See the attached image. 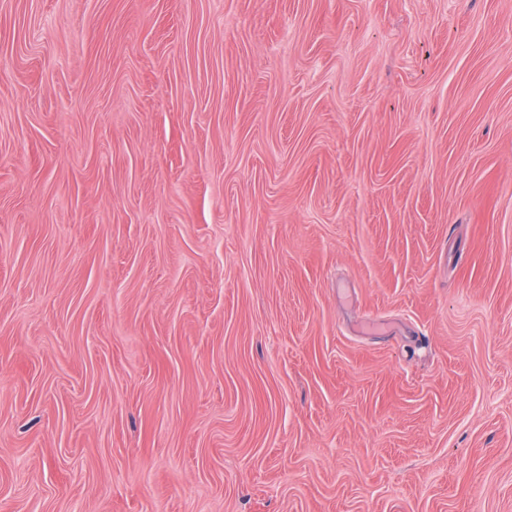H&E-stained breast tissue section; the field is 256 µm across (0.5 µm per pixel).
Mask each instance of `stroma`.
I'll list each match as a JSON object with an SVG mask.
<instances>
[{"instance_id": "obj_1", "label": "stroma", "mask_w": 512, "mask_h": 512, "mask_svg": "<svg viewBox=\"0 0 512 512\" xmlns=\"http://www.w3.org/2000/svg\"><path fill=\"white\" fill-rule=\"evenodd\" d=\"M0 512H512V0H0Z\"/></svg>"}]
</instances>
